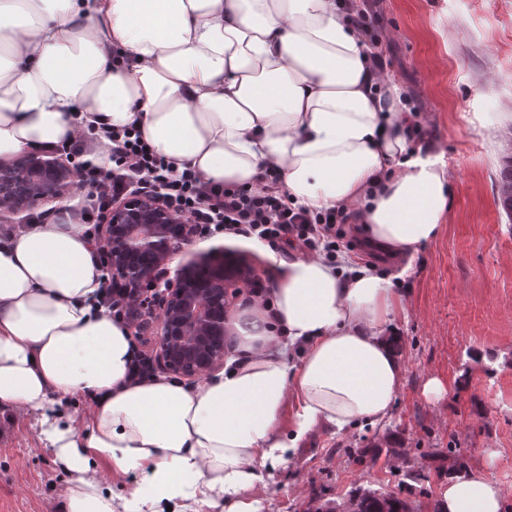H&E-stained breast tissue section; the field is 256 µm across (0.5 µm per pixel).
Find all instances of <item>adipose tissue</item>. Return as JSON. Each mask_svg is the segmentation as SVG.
<instances>
[{
	"label": "adipose tissue",
	"mask_w": 512,
	"mask_h": 512,
	"mask_svg": "<svg viewBox=\"0 0 512 512\" xmlns=\"http://www.w3.org/2000/svg\"><path fill=\"white\" fill-rule=\"evenodd\" d=\"M371 54L335 0H0V159L133 124L207 181L250 187L277 167L295 203L346 207L370 247L409 258L439 233L451 174L443 153L408 147V100ZM253 247L274 286L229 313L224 371L191 389L128 380L134 344L96 304L101 267L71 205L0 244V410L35 415L72 475L66 512H258L308 432L390 417L403 377L392 276ZM77 399L89 408L69 411ZM103 460L144 475L123 507ZM504 499L480 468L437 489L439 512Z\"/></svg>",
	"instance_id": "obj_1"
}]
</instances>
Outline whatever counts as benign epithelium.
Returning <instances> with one entry per match:
<instances>
[{
	"mask_svg": "<svg viewBox=\"0 0 512 512\" xmlns=\"http://www.w3.org/2000/svg\"><path fill=\"white\" fill-rule=\"evenodd\" d=\"M74 178L54 153L30 151L0 163V214H18L63 198ZM103 263L112 280L136 301L139 320L156 325V359L165 370L200 378L224 360L229 288L246 274H224V261L205 270L184 265L173 279L168 265L200 234L176 218L154 194L133 193L106 210Z\"/></svg>",
	"mask_w": 512,
	"mask_h": 512,
	"instance_id": "7a95c632",
	"label": "benign epithelium"
}]
</instances>
